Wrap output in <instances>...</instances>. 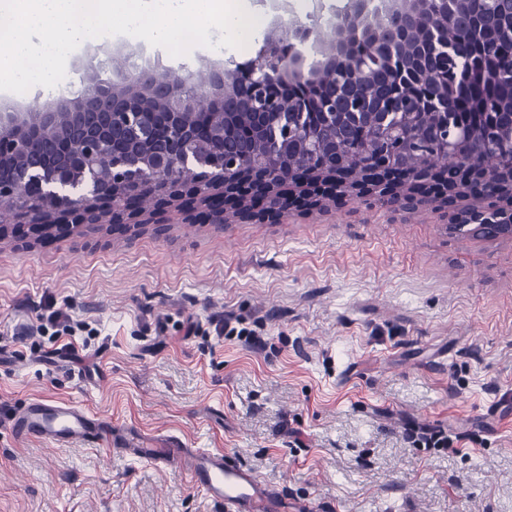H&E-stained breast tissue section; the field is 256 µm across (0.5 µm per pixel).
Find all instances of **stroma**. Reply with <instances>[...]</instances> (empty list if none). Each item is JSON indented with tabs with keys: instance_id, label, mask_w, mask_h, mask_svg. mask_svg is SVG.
Returning a JSON list of instances; mask_svg holds the SVG:
<instances>
[{
	"instance_id": "35a3bbf8",
	"label": "stroma",
	"mask_w": 512,
	"mask_h": 512,
	"mask_svg": "<svg viewBox=\"0 0 512 512\" xmlns=\"http://www.w3.org/2000/svg\"><path fill=\"white\" fill-rule=\"evenodd\" d=\"M343 0L248 6L310 21ZM262 42L135 62L177 73ZM0 99L23 112L76 90ZM136 224L0 238V400L72 401L113 423L221 448L313 512H512V240L448 231L443 210L356 198L279 223ZM199 326L185 336L182 325ZM269 336L255 351L223 322ZM444 430L425 448L414 429ZM0 512H225L187 475L101 448L16 440L0 423Z\"/></svg>"
}]
</instances>
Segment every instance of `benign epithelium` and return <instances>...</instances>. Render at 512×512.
Returning <instances> with one entry per match:
<instances>
[{"label":"benign epithelium","mask_w":512,"mask_h":512,"mask_svg":"<svg viewBox=\"0 0 512 512\" xmlns=\"http://www.w3.org/2000/svg\"><path fill=\"white\" fill-rule=\"evenodd\" d=\"M470 0H347L326 20L276 19L254 57L232 66L217 63L184 75L152 68L130 69L121 49L108 61H89L81 89L69 103L37 112L0 113V165L15 177L0 180V213L34 234L56 228L68 235L94 224H148L153 214L174 207L201 224L274 221L290 209H312L346 195L379 199L410 213L437 203L448 209V230L481 239H512V195L488 180L512 168V153L495 150L481 160L483 198L458 206L462 185L438 184L435 156L414 170L396 156L373 161L375 179H354L345 163L300 180L288 168L296 141L311 153L336 151V126L363 123L404 138L417 116L443 114L448 81L424 60L437 37L466 58V73L489 79L471 53ZM315 44L321 59L304 66L301 47ZM359 45L397 77L399 104L375 109V71L354 58ZM110 63L119 74L104 80ZM312 85L304 102L288 88ZM292 112H318L319 124L288 125ZM247 115L268 141L265 153L224 150V120ZM458 125L441 153L466 156Z\"/></svg>","instance_id":"7a95c632"}]
</instances>
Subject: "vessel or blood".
I'll return each mask as SVG.
<instances>
[{
	"label": "vessel or blood",
	"mask_w": 512,
	"mask_h": 512,
	"mask_svg": "<svg viewBox=\"0 0 512 512\" xmlns=\"http://www.w3.org/2000/svg\"><path fill=\"white\" fill-rule=\"evenodd\" d=\"M1 420L19 439H41L58 448L104 443L135 460L177 469L209 497L223 502L225 512H311L308 503L292 500L265 483L229 451L191 448L175 437L152 444L137 429L115 431L108 417L69 401L36 399L19 410L0 401Z\"/></svg>",
	"instance_id": "obj_1"
}]
</instances>
